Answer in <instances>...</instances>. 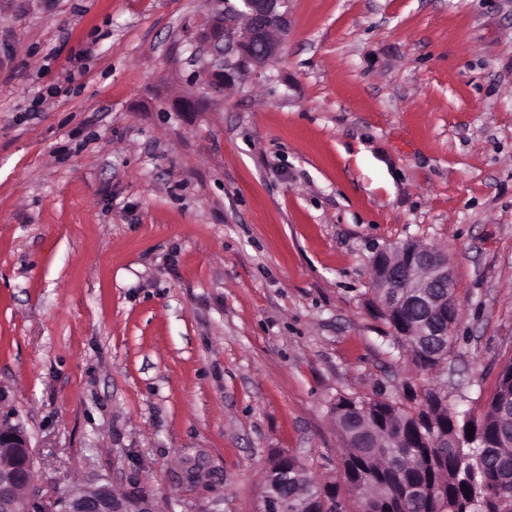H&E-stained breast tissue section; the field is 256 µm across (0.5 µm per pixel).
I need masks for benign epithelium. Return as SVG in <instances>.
<instances>
[{
    "label": "benign epithelium",
    "mask_w": 512,
    "mask_h": 512,
    "mask_svg": "<svg viewBox=\"0 0 512 512\" xmlns=\"http://www.w3.org/2000/svg\"><path fill=\"white\" fill-rule=\"evenodd\" d=\"M288 0H234L213 12L195 36L198 53L192 62L193 81L208 91L234 84L242 75L277 58L282 41L275 33L288 30ZM374 288L410 289L406 302L432 313L436 289L454 288L448 264L424 247L394 246L373 259ZM456 320L418 324L420 336H453ZM7 392L0 387V512H155L146 496L119 494L110 485L75 487L63 499L48 503L29 492L34 449L23 425L3 413ZM258 512H288V501L264 493Z\"/></svg>",
    "instance_id": "7a95c632"
}]
</instances>
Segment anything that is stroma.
<instances>
[{"mask_svg":"<svg viewBox=\"0 0 512 512\" xmlns=\"http://www.w3.org/2000/svg\"><path fill=\"white\" fill-rule=\"evenodd\" d=\"M224 0H0V386L33 484L256 512L341 482L336 396L481 413L512 360V0H291L275 60L191 79ZM448 261L445 369L394 348L376 251ZM277 466L288 469V485L281 489V499L276 493L266 492L258 512H347L345 498L339 484L316 482L305 465L295 457L280 460Z\"/></svg>","mask_w":512,"mask_h":512,"instance_id":"35a3bbf8","label":"stroma"}]
</instances>
